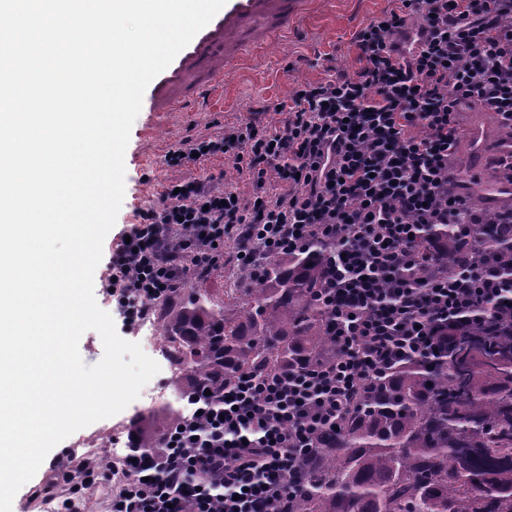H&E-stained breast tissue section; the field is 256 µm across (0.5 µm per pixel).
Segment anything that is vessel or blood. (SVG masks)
<instances>
[{"instance_id":"obj_1","label":"vessel or blood","mask_w":512,"mask_h":512,"mask_svg":"<svg viewBox=\"0 0 512 512\" xmlns=\"http://www.w3.org/2000/svg\"><path fill=\"white\" fill-rule=\"evenodd\" d=\"M310 0H226L170 65L148 86L147 111L156 116L179 112L222 92L224 79L251 53L262 52L304 15ZM491 202L512 199V181L488 171Z\"/></svg>"}]
</instances>
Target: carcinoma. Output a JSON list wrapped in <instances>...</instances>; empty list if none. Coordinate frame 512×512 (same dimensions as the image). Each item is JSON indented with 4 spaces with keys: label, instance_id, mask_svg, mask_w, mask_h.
Wrapping results in <instances>:
<instances>
[{
    "label": "carcinoma",
    "instance_id": "carcinoma-1",
    "mask_svg": "<svg viewBox=\"0 0 512 512\" xmlns=\"http://www.w3.org/2000/svg\"><path fill=\"white\" fill-rule=\"evenodd\" d=\"M470 194L492 223L474 234L430 225L419 250L448 266L461 252L476 264L512 256V203H489L481 184ZM326 259L314 246L259 276L242 265L220 303L173 292L162 335L196 364L188 387L300 369L336 350L317 301ZM316 447L288 512H512V324L493 332L472 324L433 360L373 378L336 426L316 434Z\"/></svg>",
    "mask_w": 512,
    "mask_h": 512
}]
</instances>
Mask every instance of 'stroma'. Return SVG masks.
<instances>
[{
	"instance_id": "stroma-1",
	"label": "stroma",
	"mask_w": 512,
	"mask_h": 512,
	"mask_svg": "<svg viewBox=\"0 0 512 512\" xmlns=\"http://www.w3.org/2000/svg\"><path fill=\"white\" fill-rule=\"evenodd\" d=\"M388 6V0H313L310 13L295 21L287 37L262 52L260 64L245 63L225 80L222 102L175 112L166 120L140 112L125 152L124 200L105 237L104 252H111L122 232L135 223L139 210L161 205L171 182L203 178L222 170L229 184L251 192L248 178L239 175L223 157L205 158L184 167L167 166L165 157L185 138L222 134L225 126L245 118L249 104L265 107V121L281 124L286 115L277 106L288 101L298 83L327 78L337 68L355 67L354 32ZM185 386V377L168 379L162 399L153 403L135 399L113 416V424L125 422L138 409L145 415L148 429L166 426L172 411L182 406L180 394Z\"/></svg>"
}]
</instances>
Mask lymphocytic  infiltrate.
Returning a JSON list of instances; mask_svg holds the SVG:
<instances>
[{
    "label": "lymphocytic infiltrate",
    "mask_w": 512,
    "mask_h": 512,
    "mask_svg": "<svg viewBox=\"0 0 512 512\" xmlns=\"http://www.w3.org/2000/svg\"><path fill=\"white\" fill-rule=\"evenodd\" d=\"M357 30L354 70L302 82L281 125L263 108L222 135L184 140L169 166L224 156L247 173L242 195L223 174L182 181L112 250L123 320L188 276L206 277L224 245L261 274L274 258L327 248L320 302L334 356L185 393L157 434L127 433L108 512H275L301 491L314 435L336 424L368 379L448 347L471 319L512 323V279L497 265L440 266L416 240L426 224L484 223L452 174L464 115L512 125V0H393ZM419 52L403 53L409 34Z\"/></svg>",
    "instance_id": "lymphocytic-infiltrate-1"
}]
</instances>
